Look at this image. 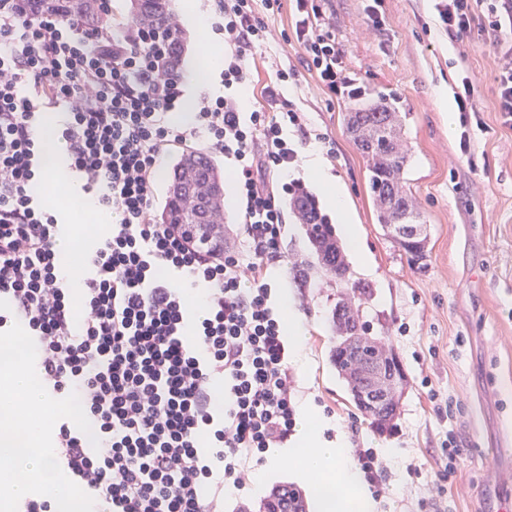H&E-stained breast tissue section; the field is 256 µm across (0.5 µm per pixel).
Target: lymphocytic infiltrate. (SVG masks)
<instances>
[{"label": "lymphocytic infiltrate", "mask_w": 512, "mask_h": 512, "mask_svg": "<svg viewBox=\"0 0 512 512\" xmlns=\"http://www.w3.org/2000/svg\"><path fill=\"white\" fill-rule=\"evenodd\" d=\"M259 1L271 12L281 6L216 0L224 92L198 98L183 125L172 114L184 101V76L157 58L155 43L0 0V299L9 303L0 327L19 322L35 341L43 385L78 395L93 433L62 422L57 457L99 512H220L225 485L242 486L247 461L295 430L290 351L264 269L279 257L278 197L294 189L282 179L297 157L286 128L304 117L279 93L290 70L266 89L279 111L243 108L246 57L272 36ZM294 2L307 67L331 98H361L321 0ZM435 9L449 39L477 23L500 54L497 109L512 125V0H437ZM40 110L65 113L63 152L112 213L77 290L59 273L63 227L31 194L44 174ZM199 138L237 167L246 254L216 255L152 216L159 158ZM175 273L203 286L201 301L188 300ZM465 453L446 434L435 451L434 497Z\"/></svg>", "instance_id": "f902f5d3"}]
</instances>
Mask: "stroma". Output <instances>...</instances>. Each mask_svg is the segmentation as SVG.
I'll return each mask as SVG.
<instances>
[{
	"mask_svg": "<svg viewBox=\"0 0 512 512\" xmlns=\"http://www.w3.org/2000/svg\"><path fill=\"white\" fill-rule=\"evenodd\" d=\"M369 3L324 0L323 8L345 66L367 88V101L383 94L395 100L410 149L406 189L427 233L426 267L412 265L378 224L366 163L344 124L349 104L329 99L289 38L292 0H281L275 13L259 10L274 38L247 60L248 110L263 103V89L278 71L296 73L295 83L282 90L304 116L303 128L287 129L298 147L288 177L322 198L326 187L307 164L313 153L348 196L368 252L367 265L350 267L352 279L372 290L363 318L372 335L384 337L406 380L395 426L376 432L330 361L335 279L319 273L303 288L293 279V260L307 256L310 246L283 194L281 259L268 264L266 281L272 290H289L290 306L304 320L305 336L288 361L294 406L310 408L325 438L340 434L347 448H375L384 456L386 489L372 512H502L512 507V479L500 477L512 471V446L500 444L512 435V128L496 109L499 58L477 27L463 44L452 43L436 21L434 0H383L382 30L366 34ZM173 5L186 37L181 69L189 98L222 93L219 67H207L203 57L206 47L222 46L221 36L192 26L183 0ZM202 67L207 76L196 79ZM464 71L478 110L467 124L452 125L439 100L453 98ZM465 130L471 138L466 155L459 150ZM50 204L67 216L74 278L82 280L88 274L82 242L97 238L100 222L61 198ZM451 399L462 401L463 412L440 417L435 401ZM449 430L471 453L452 488L436 504L420 507L437 471L434 450Z\"/></svg>",
	"mask_w": 512,
	"mask_h": 512,
	"instance_id": "1",
	"label": "stroma"
}]
</instances>
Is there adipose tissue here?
<instances>
[{"label":"adipose tissue","mask_w":512,"mask_h":512,"mask_svg":"<svg viewBox=\"0 0 512 512\" xmlns=\"http://www.w3.org/2000/svg\"><path fill=\"white\" fill-rule=\"evenodd\" d=\"M289 456L297 478H309L316 512H370L363 476L343 441L324 439L320 430L301 428Z\"/></svg>","instance_id":"1"}]
</instances>
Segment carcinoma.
<instances>
[{
  "label": "carcinoma",
  "instance_id": "carcinoma-1",
  "mask_svg": "<svg viewBox=\"0 0 512 512\" xmlns=\"http://www.w3.org/2000/svg\"><path fill=\"white\" fill-rule=\"evenodd\" d=\"M108 2L49 0L45 3L36 0L31 8L73 18L85 28L98 30L112 27V9ZM130 12L132 28L123 31V35L132 39L161 37L176 19L172 0H130ZM346 127L366 160L378 223L392 224L406 212L415 211L405 189L408 150L400 135L394 105L380 96L373 104L352 107L346 115ZM186 153L196 157L198 185L215 183L223 178V171L210 153L197 149H188ZM289 206L298 214L311 251V258L294 264L295 277L304 286L311 270L322 269L342 288L340 301L336 302L332 312L336 346L332 349L331 361L338 375L347 383L357 410L370 420L377 432L382 433L393 427L403 392L404 374L391 361L392 354L386 350L385 342L369 335V326L360 321L367 288L351 280L343 249L332 225L318 217L312 196L303 189L289 199ZM185 212L186 208L177 205L172 187H167L157 223H181ZM373 360L384 362L388 380V393L377 403L365 402L358 396V392L369 386L367 369ZM264 508L266 512H308L302 492L292 484L278 486L272 499L264 503Z\"/></svg>",
  "mask_w": 512,
  "mask_h": 512
}]
</instances>
